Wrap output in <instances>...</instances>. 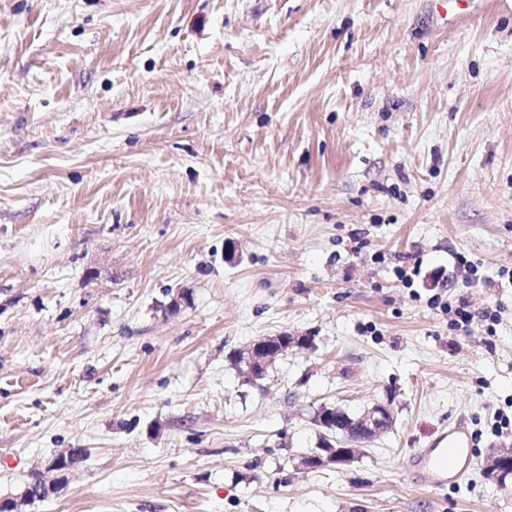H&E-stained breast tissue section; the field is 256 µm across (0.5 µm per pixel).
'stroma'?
Here are the masks:
<instances>
[{
	"label": "stroma",
	"mask_w": 512,
	"mask_h": 512,
	"mask_svg": "<svg viewBox=\"0 0 512 512\" xmlns=\"http://www.w3.org/2000/svg\"><path fill=\"white\" fill-rule=\"evenodd\" d=\"M471 10L0 0V499L81 448L25 512H512V288L455 263L512 268V0ZM436 294L501 298L495 334ZM376 401L394 432L301 466L321 405ZM461 418L463 484L411 483ZM456 262L459 266H463L471 274L472 278L467 281V285H463V288L469 287L475 282H481L495 287L497 284L498 288H503V282H507L512 287V268L502 267L496 274L497 279L481 274L482 263L479 260L468 259L465 255L459 254L455 256ZM443 309L448 312V330L454 332H460L466 330V328L474 320L475 313L470 309L468 302L458 297L454 301L448 302L443 305ZM284 342L278 336L263 337L249 347L236 352L238 360L245 366L244 374L251 381L262 377L273 361L280 356V351L275 352L276 345ZM235 354L231 356L234 365L239 366ZM76 466L70 461L69 453H63L53 456L46 464L48 472L54 474V480L45 484V492L49 496L55 493L66 481L68 474Z\"/></svg>",
	"instance_id": "stroma-1"
}]
</instances>
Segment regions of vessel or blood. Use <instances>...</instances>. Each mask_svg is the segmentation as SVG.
Here are the masks:
<instances>
[{
    "label": "vessel or blood",
    "mask_w": 512,
    "mask_h": 512,
    "mask_svg": "<svg viewBox=\"0 0 512 512\" xmlns=\"http://www.w3.org/2000/svg\"><path fill=\"white\" fill-rule=\"evenodd\" d=\"M472 446L467 424L455 423L428 447L411 455L406 472L413 484L434 490L458 485L471 462Z\"/></svg>",
    "instance_id": "1"
}]
</instances>
